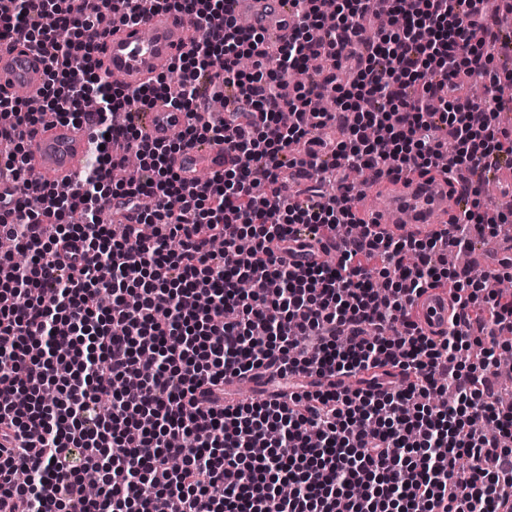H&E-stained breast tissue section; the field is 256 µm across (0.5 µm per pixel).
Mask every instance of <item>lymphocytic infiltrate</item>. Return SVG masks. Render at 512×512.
Listing matches in <instances>:
<instances>
[{"label":"lymphocytic infiltrate","mask_w":512,"mask_h":512,"mask_svg":"<svg viewBox=\"0 0 512 512\" xmlns=\"http://www.w3.org/2000/svg\"><path fill=\"white\" fill-rule=\"evenodd\" d=\"M226 2L98 0L91 11L87 0H0V42L28 44L46 73L37 102L0 96L12 116L0 125V169L23 180L45 112L92 125L101 146L72 185L0 198V239L27 257L0 253V512H154L160 497L167 512H512V415L497 405L512 297L467 275L441 336L413 313L441 286L448 250L501 227L479 201L483 172L512 156V131L491 126L495 92L512 83L486 51L496 10L290 0L295 28L265 50ZM147 9L194 20L169 68L182 87L173 99L168 75L119 89L96 70L103 21L130 24ZM378 13L391 26L355 40ZM313 61L307 82L288 86ZM204 80L224 89L222 124L200 120ZM474 80L480 104L461 95ZM320 96L335 97V111L308 112ZM162 98L189 121L174 142L143 143L134 117ZM350 111L349 141L322 144L319 130ZM245 112L261 123H239ZM201 140L253 164L186 187L171 161ZM131 152L136 177L116 180ZM298 163L324 183L352 168L468 173L473 199L439 234L390 236L347 194L281 197ZM115 197L150 237L102 221ZM345 224L361 233L338 238V266L294 262L319 231ZM375 257L381 269L368 266ZM475 345L479 361L462 366L458 353ZM270 372L295 391L225 405L226 377ZM448 388L457 404L439 407ZM115 447L124 454L109 459Z\"/></svg>","instance_id":"obj_1"}]
</instances>
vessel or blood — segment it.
<instances>
[{
	"mask_svg": "<svg viewBox=\"0 0 512 512\" xmlns=\"http://www.w3.org/2000/svg\"><path fill=\"white\" fill-rule=\"evenodd\" d=\"M233 17L249 18L252 28L262 36L276 34L286 40L294 29L288 0H229ZM192 23L173 11L144 12L140 21L102 37L98 58L108 81L121 85H141L165 72L189 45ZM45 83L43 65L24 44L0 47V94L10 96L25 91L38 99ZM187 118L164 100H156L141 136L150 143L169 141L184 128ZM88 148L84 127L57 120L37 126L28 143V152L41 172V185L71 183L83 167ZM228 159L224 146L210 142L176 154L172 166L182 181L194 184L202 170L223 173ZM448 186L442 179L417 178L401 184L398 193L388 197L372 213L380 231L398 235L430 228L435 215L448 210ZM415 311L424 332L440 335L448 328L453 302L447 291L431 289L417 299Z\"/></svg>",
	"mask_w": 512,
	"mask_h": 512,
	"instance_id": "vessel-or-blood-1",
	"label": "vessel or blood"
}]
</instances>
